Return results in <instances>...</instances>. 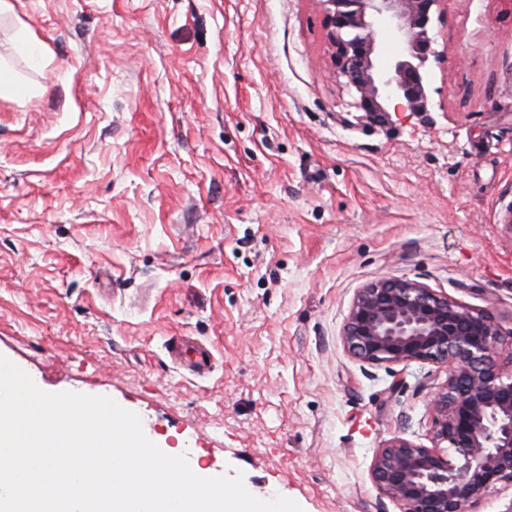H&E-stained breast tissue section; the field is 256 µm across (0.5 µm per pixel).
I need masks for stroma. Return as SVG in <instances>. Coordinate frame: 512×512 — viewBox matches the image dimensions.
I'll return each mask as SVG.
<instances>
[{
  "label": "stroma",
  "instance_id": "stroma-1",
  "mask_svg": "<svg viewBox=\"0 0 512 512\" xmlns=\"http://www.w3.org/2000/svg\"><path fill=\"white\" fill-rule=\"evenodd\" d=\"M12 3L0 68L27 94L0 93V355L253 494L396 512L372 457L428 444L446 374L362 365L340 336L383 277L512 327V0H443L433 108L389 128L358 121L317 0Z\"/></svg>",
  "mask_w": 512,
  "mask_h": 512
}]
</instances>
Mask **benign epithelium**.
<instances>
[{"mask_svg":"<svg viewBox=\"0 0 512 512\" xmlns=\"http://www.w3.org/2000/svg\"><path fill=\"white\" fill-rule=\"evenodd\" d=\"M442 0H320L331 63L354 92L366 127L432 109L429 72L440 52L432 33ZM401 45L381 62L376 31ZM341 343L364 365L411 362L446 369L427 393L431 445L401 435L381 443L369 477L398 512H478L485 495L512 487V330L484 309L461 305L416 280L384 277L357 290Z\"/></svg>","mask_w":512,"mask_h":512,"instance_id":"7a95c632","label":"benign epithelium"}]
</instances>
